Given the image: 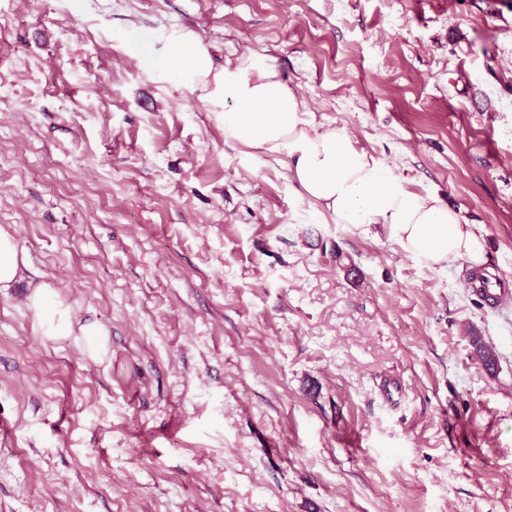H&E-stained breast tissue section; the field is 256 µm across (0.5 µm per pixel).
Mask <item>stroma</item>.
I'll return each mask as SVG.
<instances>
[{
	"label": "stroma",
	"instance_id": "35a3bbf8",
	"mask_svg": "<svg viewBox=\"0 0 512 512\" xmlns=\"http://www.w3.org/2000/svg\"><path fill=\"white\" fill-rule=\"evenodd\" d=\"M183 27L460 209L500 306L156 82ZM0 230L110 338L0 294V512H512V0H0Z\"/></svg>",
	"mask_w": 512,
	"mask_h": 512
}]
</instances>
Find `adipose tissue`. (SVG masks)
I'll return each mask as SVG.
<instances>
[{"label": "adipose tissue", "mask_w": 512, "mask_h": 512, "mask_svg": "<svg viewBox=\"0 0 512 512\" xmlns=\"http://www.w3.org/2000/svg\"><path fill=\"white\" fill-rule=\"evenodd\" d=\"M171 43L189 58L177 88L198 94L223 121L225 136L273 158H287L288 175L315 214L336 224L387 225L404 253L430 266L461 256L472 266L484 264L485 240L460 210L435 194L410 190L407 179L357 148L347 131L316 129L305 99L269 58L248 52L233 64L216 65L210 45L188 28L177 31ZM28 270L26 253L0 231V293L25 286L26 305L42 336L71 339L90 358L105 357L109 339L103 327L77 323L66 298L32 279Z\"/></svg>", "instance_id": "1"}]
</instances>
